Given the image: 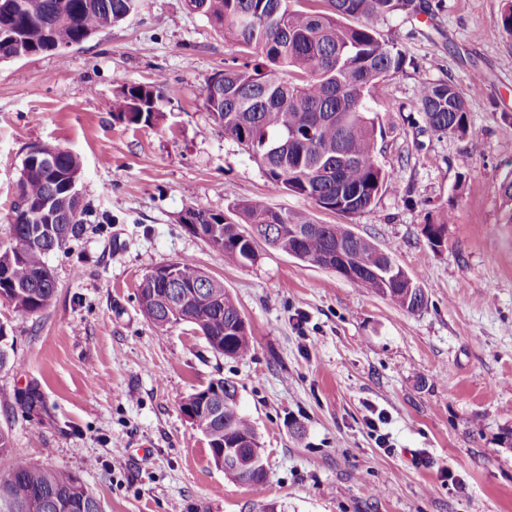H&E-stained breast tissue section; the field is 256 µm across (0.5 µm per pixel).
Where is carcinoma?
I'll return each instance as SVG.
<instances>
[{"mask_svg":"<svg viewBox=\"0 0 512 512\" xmlns=\"http://www.w3.org/2000/svg\"><path fill=\"white\" fill-rule=\"evenodd\" d=\"M191 0L241 57L205 81V106L224 135L243 145L264 169L269 187L310 199L317 208L351 217L368 209L396 180L376 158L375 117L370 106L376 85L403 70L394 44L381 41L376 24L405 11L414 0ZM137 0H0V60L22 48L32 54L78 45L112 28L136 9ZM164 81L149 85L124 81L112 99V112L130 124L146 126L162 115ZM416 109L440 134L464 137L469 103L448 82H425ZM50 159L33 156L17 180L21 197L49 203L55 223L45 224L15 206L11 243L0 248V298L22 315L42 311L57 292L49 273V252L66 247L85 230L84 207L69 183L80 181L75 155L46 146ZM231 219L196 208L204 242L224 260L252 264L264 242L309 267L322 268L342 252L356 275L348 280L415 313L427 303L423 289L397 265L392 253L357 234L349 224H321L308 212L274 210L260 200L233 204ZM247 228H241V225ZM448 218L427 224L431 245L442 243ZM176 268V285L162 271ZM381 273L376 278L372 271ZM142 312L158 328L180 323L195 327L210 348L244 359L252 345L238 305L224 282L184 258L162 263L139 284ZM234 382L219 378L189 394L181 405L193 426L206 435L214 465L224 446H238L245 468L227 471L236 482L258 485L264 467L248 465L257 438L252 422L233 400ZM31 414L45 410L33 386L15 396ZM0 512H104L101 499L74 473L36 466L18 455L0 430Z\"/></svg>","mask_w":512,"mask_h":512,"instance_id":"carcinoma-1","label":"carcinoma"}]
</instances>
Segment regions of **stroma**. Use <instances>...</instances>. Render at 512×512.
Returning <instances> with one entry per match:
<instances>
[{
  "mask_svg": "<svg viewBox=\"0 0 512 512\" xmlns=\"http://www.w3.org/2000/svg\"><path fill=\"white\" fill-rule=\"evenodd\" d=\"M415 3L377 24L405 58L371 97L377 160L397 180L347 220L423 288L413 314L264 244L255 263H226L181 224L189 206L225 214L249 199L345 221L270 191L214 122L205 80L237 48L185 0H138L62 57L0 61V247L32 144L80 158L87 209L86 233L48 258L51 303L22 315L0 300L13 345L0 429L18 453L75 473L105 512H512V224L499 192L512 170L507 0ZM159 78L154 124L105 110L118 81ZM424 82L452 83L470 100L466 137L430 130L413 110ZM443 213L447 241L433 248L422 229ZM185 257L236 299L247 358L215 353L191 324L162 330L143 315L144 275ZM217 378L236 383L259 437L262 486L225 476L181 410ZM33 383L47 407L36 422L14 401ZM374 409L387 416L386 451L366 424Z\"/></svg>",
  "mask_w": 512,
  "mask_h": 512,
  "instance_id": "1",
  "label": "stroma"
}]
</instances>
